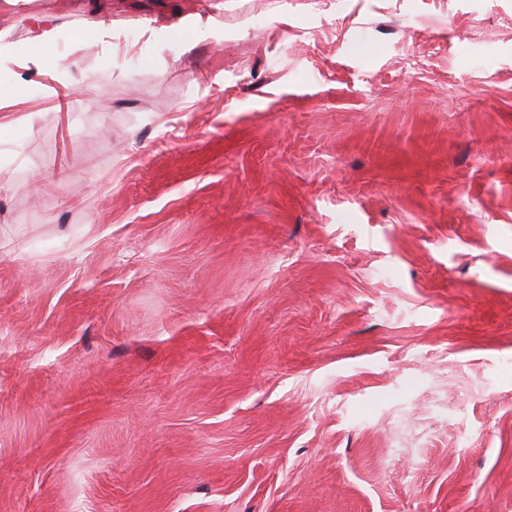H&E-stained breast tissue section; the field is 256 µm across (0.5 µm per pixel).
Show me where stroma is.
<instances>
[{"instance_id":"1","label":"stroma","mask_w":512,"mask_h":512,"mask_svg":"<svg viewBox=\"0 0 512 512\" xmlns=\"http://www.w3.org/2000/svg\"><path fill=\"white\" fill-rule=\"evenodd\" d=\"M0 512H512V0H0Z\"/></svg>"}]
</instances>
